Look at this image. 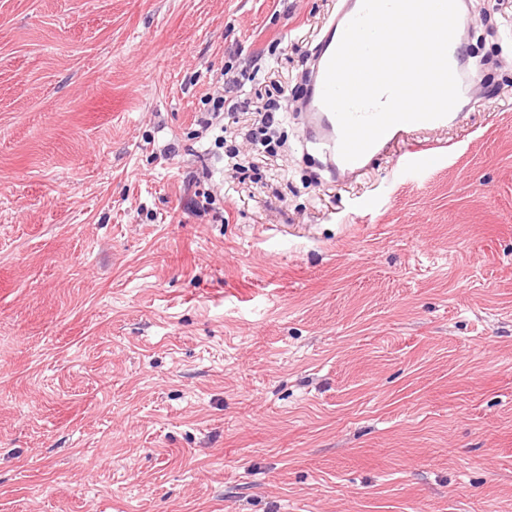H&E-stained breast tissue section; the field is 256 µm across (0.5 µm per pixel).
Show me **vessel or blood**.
Here are the masks:
<instances>
[{
    "label": "vessel or blood",
    "instance_id": "obj_1",
    "mask_svg": "<svg viewBox=\"0 0 512 512\" xmlns=\"http://www.w3.org/2000/svg\"><path fill=\"white\" fill-rule=\"evenodd\" d=\"M362 0H343V5L331 20L321 41L314 68V89L305 106L307 140L328 160L330 173H353L361 168L360 161H344L339 154L340 128L336 117L322 103V91L326 68L336 50L347 24L360 12ZM459 118L458 111L446 117L417 123H403L390 128L375 144L376 150H386L407 138L415 131H427L448 126ZM440 154L435 146L426 145L400 155L396 163L405 172L421 173L438 163Z\"/></svg>",
    "mask_w": 512,
    "mask_h": 512
}]
</instances>
